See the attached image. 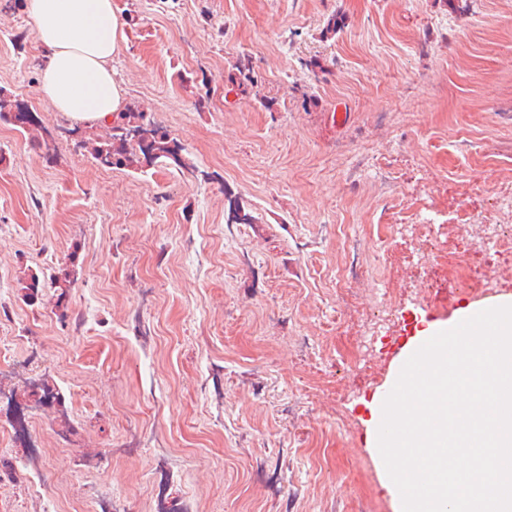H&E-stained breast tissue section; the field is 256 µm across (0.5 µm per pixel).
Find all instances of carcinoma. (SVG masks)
<instances>
[{"mask_svg": "<svg viewBox=\"0 0 512 512\" xmlns=\"http://www.w3.org/2000/svg\"><path fill=\"white\" fill-rule=\"evenodd\" d=\"M0 123L8 125L19 132L31 134V142L40 144L39 137L33 134L37 130V120L34 113L19 104L17 99L11 98L5 90L0 88ZM147 141L141 142L134 139L133 133L145 126ZM111 133L106 138L92 139L84 137L79 142V147L87 150L95 161L102 158L111 159L109 166H125L135 170L149 168L159 161L183 171L195 172V166L189 158L188 149L177 138L172 136L163 127L146 120L143 112L134 107H127L126 111L116 117V121L110 126ZM76 281L75 262L63 267L50 276V284L58 289L57 305L67 296L69 288ZM45 280L39 274L32 272L20 280L19 288L23 298L29 303H36L41 296ZM29 396L38 406H51L62 403L63 397L60 391L45 382L32 384Z\"/></svg>", "mask_w": 512, "mask_h": 512, "instance_id": "cac0c4a2", "label": "carcinoma"}]
</instances>
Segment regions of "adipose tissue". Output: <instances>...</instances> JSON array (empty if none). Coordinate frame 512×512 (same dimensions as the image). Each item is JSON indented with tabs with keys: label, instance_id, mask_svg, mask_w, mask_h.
I'll return each instance as SVG.
<instances>
[{
	"label": "adipose tissue",
	"instance_id": "ef3b65f1",
	"mask_svg": "<svg viewBox=\"0 0 512 512\" xmlns=\"http://www.w3.org/2000/svg\"><path fill=\"white\" fill-rule=\"evenodd\" d=\"M29 15L46 51L41 99L76 123L112 122L125 105L112 58L126 40V21L112 0H30Z\"/></svg>",
	"mask_w": 512,
	"mask_h": 512
}]
</instances>
